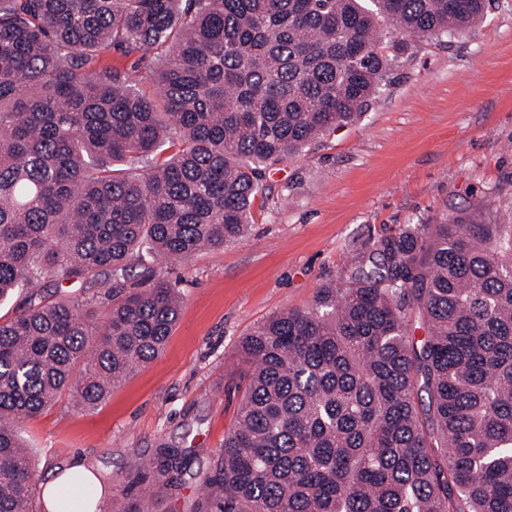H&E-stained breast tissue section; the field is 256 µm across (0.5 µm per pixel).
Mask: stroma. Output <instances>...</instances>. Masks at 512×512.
<instances>
[{
    "mask_svg": "<svg viewBox=\"0 0 512 512\" xmlns=\"http://www.w3.org/2000/svg\"><path fill=\"white\" fill-rule=\"evenodd\" d=\"M386 85L356 124L320 136L267 171L247 233L191 259L133 264L126 288L161 276L182 297L163 353L92 412L60 400L26 422L39 481L55 468L94 466L110 489L138 490L128 462L166 447L192 451L175 488L149 469L152 512H191L200 471L224 453L241 395L242 339L270 315L312 306L342 285L380 236L441 224L473 208L498 215L512 199V0H489L481 21L440 40L383 43Z\"/></svg>",
    "mask_w": 512,
    "mask_h": 512,
    "instance_id": "1",
    "label": "stroma"
}]
</instances>
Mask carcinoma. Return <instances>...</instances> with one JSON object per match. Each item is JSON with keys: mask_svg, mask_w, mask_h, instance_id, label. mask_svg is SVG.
<instances>
[{"mask_svg": "<svg viewBox=\"0 0 512 512\" xmlns=\"http://www.w3.org/2000/svg\"><path fill=\"white\" fill-rule=\"evenodd\" d=\"M0 0V512H32L19 422L96 409L181 313L159 277L106 311L34 290L243 236L266 170L357 121L412 37L486 0ZM156 90L103 65L147 61ZM423 337L415 335L416 327ZM243 398L199 512H512V219L407 224L342 288L241 344ZM185 454L156 468L173 485Z\"/></svg>", "mask_w": 512, "mask_h": 512, "instance_id": "carcinoma-1", "label": "carcinoma"}]
</instances>
